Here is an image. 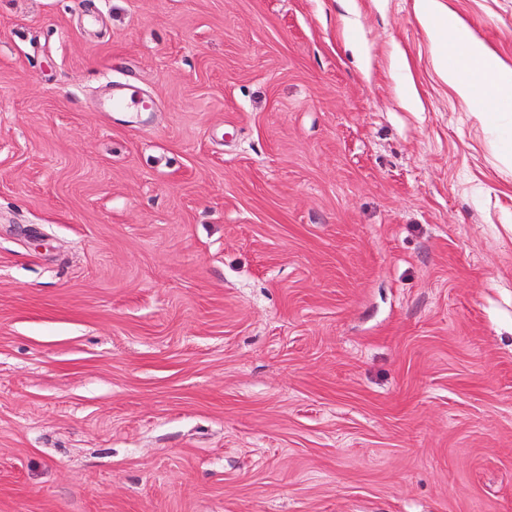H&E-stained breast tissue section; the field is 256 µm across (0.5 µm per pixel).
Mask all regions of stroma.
Masks as SVG:
<instances>
[{"label":"stroma","mask_w":512,"mask_h":512,"mask_svg":"<svg viewBox=\"0 0 512 512\" xmlns=\"http://www.w3.org/2000/svg\"><path fill=\"white\" fill-rule=\"evenodd\" d=\"M346 1L0 0V512H512V112ZM134 107L136 112H153L154 101L141 97L127 84H114L112 87V110L124 111Z\"/></svg>","instance_id":"1"}]
</instances>
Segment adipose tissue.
I'll return each instance as SVG.
<instances>
[{
  "mask_svg": "<svg viewBox=\"0 0 512 512\" xmlns=\"http://www.w3.org/2000/svg\"><path fill=\"white\" fill-rule=\"evenodd\" d=\"M430 35L437 40L436 59L443 80L477 112L512 108V65L501 60L455 13L437 0H416Z\"/></svg>",
  "mask_w": 512,
  "mask_h": 512,
  "instance_id": "adipose-tissue-1",
  "label": "adipose tissue"
}]
</instances>
